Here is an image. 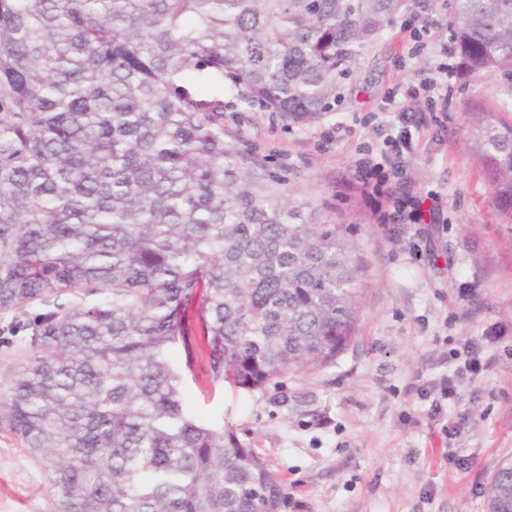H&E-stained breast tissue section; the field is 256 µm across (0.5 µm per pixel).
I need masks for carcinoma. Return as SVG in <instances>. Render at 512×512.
Wrapping results in <instances>:
<instances>
[{
  "label": "carcinoma",
  "instance_id": "obj_1",
  "mask_svg": "<svg viewBox=\"0 0 512 512\" xmlns=\"http://www.w3.org/2000/svg\"><path fill=\"white\" fill-rule=\"evenodd\" d=\"M431 2L0 0V313L44 306L14 321L0 424L55 512L287 507L232 428L186 408V373L203 350L213 383L259 392L336 363L360 275L338 225L224 140V108L319 120L359 49ZM448 26L465 71L512 79V0H453ZM472 112L512 224V85ZM486 507L512 512L511 458Z\"/></svg>",
  "mask_w": 512,
  "mask_h": 512
}]
</instances>
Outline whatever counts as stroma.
Returning <instances> with one entry per match:
<instances>
[{
  "instance_id": "obj_1",
  "label": "stroma",
  "mask_w": 512,
  "mask_h": 512,
  "mask_svg": "<svg viewBox=\"0 0 512 512\" xmlns=\"http://www.w3.org/2000/svg\"><path fill=\"white\" fill-rule=\"evenodd\" d=\"M452 5L396 14L318 122L243 105L224 112L227 140L341 225L360 271L358 333L334 365L247 394L210 387L199 357L184 390L284 484L286 512H486L484 488L512 457V226L490 203L467 132L474 101L495 105L505 81L460 69ZM424 79L440 85L433 102L396 100L401 85ZM393 129L411 145L405 189L435 201L433 223L393 220L388 200L358 180L359 159L387 153ZM467 346L482 372L465 370ZM0 512H54L44 468L4 427Z\"/></svg>"
}]
</instances>
